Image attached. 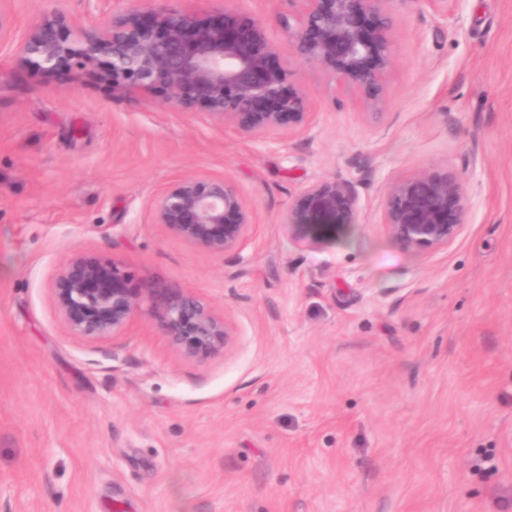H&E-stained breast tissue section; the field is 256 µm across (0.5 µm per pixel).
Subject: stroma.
Returning a JSON list of instances; mask_svg holds the SVG:
<instances>
[{
    "label": "stroma",
    "instance_id": "stroma-1",
    "mask_svg": "<svg viewBox=\"0 0 512 512\" xmlns=\"http://www.w3.org/2000/svg\"><path fill=\"white\" fill-rule=\"evenodd\" d=\"M129 6L10 2L20 34ZM226 9L269 20L311 133L247 138L0 45V512H512V0H393L379 121L296 56L274 20L297 0L195 4ZM421 170L462 177L467 225L414 253L382 208ZM196 175L254 212L239 251L154 223L151 198ZM334 176L362 216L318 247L288 210ZM77 251L193 292L236 325L229 350L185 359L145 311L71 335L51 283Z\"/></svg>",
    "mask_w": 512,
    "mask_h": 512
}]
</instances>
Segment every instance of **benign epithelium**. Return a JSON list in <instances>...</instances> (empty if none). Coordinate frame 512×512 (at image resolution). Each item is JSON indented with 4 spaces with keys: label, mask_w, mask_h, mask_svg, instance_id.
Wrapping results in <instances>:
<instances>
[{
    "label": "benign epithelium",
    "mask_w": 512,
    "mask_h": 512,
    "mask_svg": "<svg viewBox=\"0 0 512 512\" xmlns=\"http://www.w3.org/2000/svg\"><path fill=\"white\" fill-rule=\"evenodd\" d=\"M8 2L0 0V43L14 45L42 72L96 68L97 78L111 87L159 90L170 108L203 111L250 138H292L313 128L308 94L287 67L273 62L278 46L261 19L225 11L200 21L194 10L171 9L167 0H130L125 12L89 25L56 11L18 39ZM299 2L294 21L280 20L296 55L352 92L370 117H382L394 66V0ZM151 212L154 223L213 254L239 249L254 224L239 188L226 177L181 179L152 199ZM360 215L354 186L334 177L297 194L288 224L295 236L320 244L359 223ZM466 216L463 180L455 173L420 171L387 186L383 224L408 251L448 247L464 231ZM52 291L74 336L105 339L145 309L173 347L203 362L226 352L237 335L231 321L213 314L192 292L147 277L136 280L122 263L94 254H72Z\"/></svg>",
    "instance_id": "1"
}]
</instances>
